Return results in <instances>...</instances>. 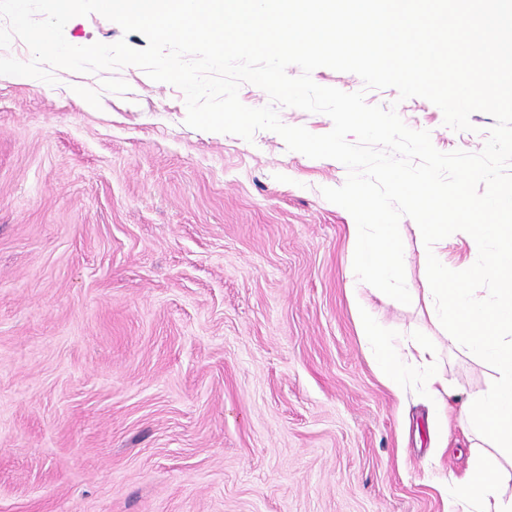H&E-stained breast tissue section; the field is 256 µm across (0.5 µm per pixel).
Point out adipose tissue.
I'll use <instances>...</instances> for the list:
<instances>
[{
  "instance_id": "1",
  "label": "adipose tissue",
  "mask_w": 512,
  "mask_h": 512,
  "mask_svg": "<svg viewBox=\"0 0 512 512\" xmlns=\"http://www.w3.org/2000/svg\"><path fill=\"white\" fill-rule=\"evenodd\" d=\"M441 491L454 512H512V497H504L494 470L481 461L463 477L444 484Z\"/></svg>"
}]
</instances>
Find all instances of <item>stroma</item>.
Here are the masks:
<instances>
[{"label": "stroma", "instance_id": "35a3bbf8", "mask_svg": "<svg viewBox=\"0 0 512 512\" xmlns=\"http://www.w3.org/2000/svg\"><path fill=\"white\" fill-rule=\"evenodd\" d=\"M68 42L123 33L91 14ZM0 75V512H448L473 463L458 413L490 371L440 341L455 391L436 447L420 395L364 355L346 276L347 170L186 125L135 66ZM444 153L482 150L429 101L370 90ZM385 328L438 335L375 298Z\"/></svg>", "mask_w": 512, "mask_h": 512}]
</instances>
